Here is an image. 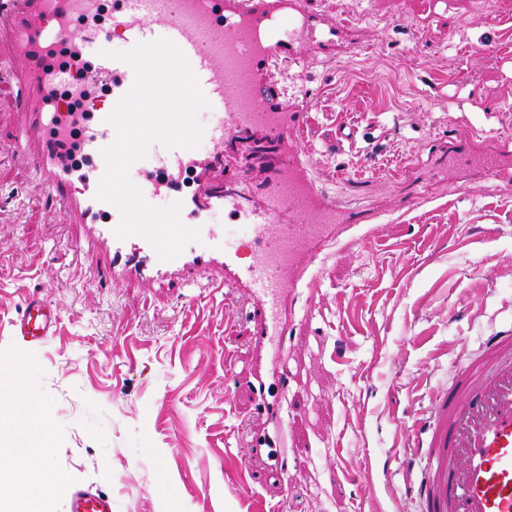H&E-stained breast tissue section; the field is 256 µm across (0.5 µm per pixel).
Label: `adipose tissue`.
Listing matches in <instances>:
<instances>
[{
	"mask_svg": "<svg viewBox=\"0 0 512 512\" xmlns=\"http://www.w3.org/2000/svg\"><path fill=\"white\" fill-rule=\"evenodd\" d=\"M14 389L9 380L0 381V411L9 421L0 429V442L15 450L14 459H0V486L9 485L7 497H0V512H32L33 502L48 495L61 481L50 466L51 444L43 432L30 431L13 412Z\"/></svg>",
	"mask_w": 512,
	"mask_h": 512,
	"instance_id": "obj_1",
	"label": "adipose tissue"
}]
</instances>
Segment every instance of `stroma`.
<instances>
[{"instance_id":"obj_1","label":"stroma","mask_w":512,"mask_h":512,"mask_svg":"<svg viewBox=\"0 0 512 512\" xmlns=\"http://www.w3.org/2000/svg\"><path fill=\"white\" fill-rule=\"evenodd\" d=\"M348 18L351 51L278 72L306 106L308 173L367 238L339 234L312 287L297 289L284 341L288 383L269 380L285 422L284 463L245 455L273 433L239 380L243 294L222 270L180 287H98V249L40 194L19 157L0 51V366L21 413L44 426L62 482L38 512H68L74 486L113 512H412L403 490L406 421L451 382L452 367L512 325V184L448 166V146L482 149L512 129V0L495 18L475 0H308ZM59 312L43 344L12 336L20 297Z\"/></svg>"}]
</instances>
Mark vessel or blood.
<instances>
[{
	"instance_id": "b4317fda",
	"label": "vessel or blood",
	"mask_w": 512,
	"mask_h": 512,
	"mask_svg": "<svg viewBox=\"0 0 512 512\" xmlns=\"http://www.w3.org/2000/svg\"><path fill=\"white\" fill-rule=\"evenodd\" d=\"M0 0V50L16 57L20 67L12 87L22 123L12 131L31 168L39 176L41 194L61 209L75 212L92 225L106 247L109 261L96 276L99 287H111L117 276L133 273L149 279L166 270L195 271L220 263L224 287L245 289L248 336L258 358L283 351L286 324L284 295L307 280L321 248L354 219L339 200L319 191L305 173V149L297 131L305 107L283 104L272 80L277 63H294L307 49L327 56L343 46L349 25L316 15L307 0H112L111 28H119L125 46L159 38L173 41L186 55L206 97L214 104L213 122L204 136L223 144L235 132L241 112L287 113L288 120L268 126L274 139L288 142L278 168L287 169L296 187L287 204H261L244 209L248 177L238 181L239 198L225 196L222 182H203L197 196L182 199L180 219L199 229L200 242L185 246L170 260L160 259L143 237L118 238L120 217L97 196L106 173L103 149L116 139L107 111H96L80 133L79 166L60 162L50 130L56 113L53 91L71 88V73L49 69L47 44L68 53L89 45L105 46L111 28L93 21L103 0ZM84 80L100 86L110 103L132 87L128 64L98 55ZM193 151L159 149L152 169L133 164L131 180L142 192L173 190L186 169L197 167ZM223 207L244 217L246 234L256 250L252 263L239 267L226 235L203 222L204 214ZM56 307L32 294L18 303L11 326L15 335L40 343L58 323ZM404 454L417 469L406 497L416 512H512V328L488 336L477 354L454 370L450 387L438 390L425 414L415 418ZM68 512H112V499L88 487H76Z\"/></svg>"
}]
</instances>
